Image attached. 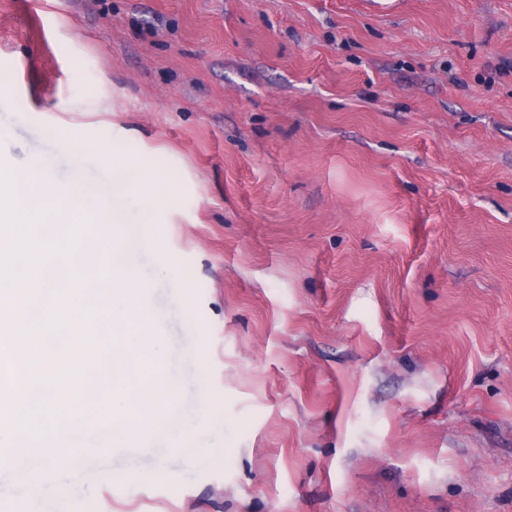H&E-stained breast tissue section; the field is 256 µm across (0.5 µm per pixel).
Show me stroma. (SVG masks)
Instances as JSON below:
<instances>
[{
	"label": "stroma",
	"instance_id": "35a3bbf8",
	"mask_svg": "<svg viewBox=\"0 0 512 512\" xmlns=\"http://www.w3.org/2000/svg\"><path fill=\"white\" fill-rule=\"evenodd\" d=\"M0 0V157L172 190L179 384L0 512H512V0ZM85 154L74 163L73 145Z\"/></svg>",
	"mask_w": 512,
	"mask_h": 512
}]
</instances>
